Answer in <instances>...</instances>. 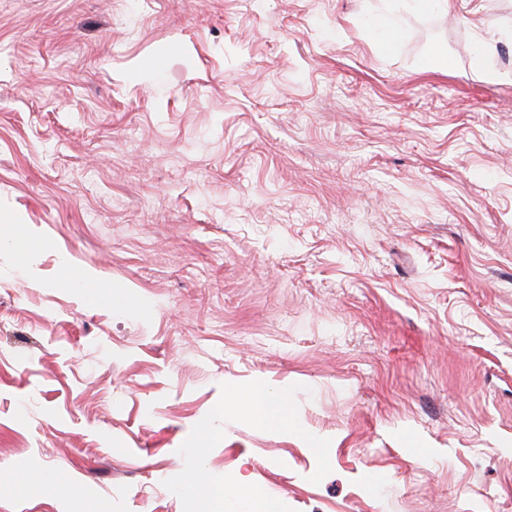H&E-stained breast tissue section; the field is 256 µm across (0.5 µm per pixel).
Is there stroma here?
Wrapping results in <instances>:
<instances>
[{"mask_svg": "<svg viewBox=\"0 0 512 512\" xmlns=\"http://www.w3.org/2000/svg\"><path fill=\"white\" fill-rule=\"evenodd\" d=\"M454 4L0 0V512H512V0ZM370 30L372 34L384 44L385 48L392 49L397 44L401 30V20L394 15L374 16ZM285 399L265 383L258 382L237 395L228 408L244 414L260 430L288 429Z\"/></svg>", "mask_w": 512, "mask_h": 512, "instance_id": "obj_1", "label": "stroma"}]
</instances>
